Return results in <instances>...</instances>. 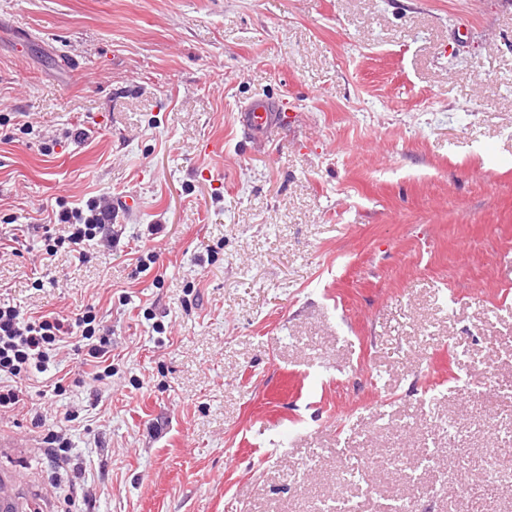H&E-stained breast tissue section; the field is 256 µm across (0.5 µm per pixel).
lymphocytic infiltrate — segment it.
I'll return each mask as SVG.
<instances>
[{"label": "lymphocytic infiltrate", "mask_w": 512, "mask_h": 512, "mask_svg": "<svg viewBox=\"0 0 512 512\" xmlns=\"http://www.w3.org/2000/svg\"><path fill=\"white\" fill-rule=\"evenodd\" d=\"M55 221L67 225V243L79 260H86V242L106 234L112 224V209L100 206L97 201H87L85 206H74L59 211ZM102 326L93 309H86L75 322H68L57 312L39 317L26 318L14 306L0 303V414L18 408L22 402L20 385L29 380L31 374L43 371L53 352L68 347L83 355L85 362L95 364L93 380L102 381L112 375L110 363L111 345L101 338ZM47 462L66 471L68 501L82 500L91 506L90 497L80 496L82 463L72 454L67 439L49 436Z\"/></svg>", "instance_id": "1"}]
</instances>
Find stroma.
I'll return each instance as SVG.
<instances>
[{
  "instance_id": "1",
  "label": "stroma",
  "mask_w": 512,
  "mask_h": 512,
  "mask_svg": "<svg viewBox=\"0 0 512 512\" xmlns=\"http://www.w3.org/2000/svg\"><path fill=\"white\" fill-rule=\"evenodd\" d=\"M91 196L118 233L46 255ZM3 301L111 333V378L63 349L22 385L95 512H512V0H0ZM1 431L29 512H71L47 427ZM239 122L246 134L257 136L278 124V112L266 100L255 101L240 113ZM48 436L47 444L50 448H47V462L59 471L64 470L66 472L68 489L65 499L75 505L79 491L82 493L83 490L80 484L81 479L83 478L82 475L85 474L83 463L78 462L73 456L72 448L70 447L67 439H59L52 433V431H50Z\"/></svg>"
}]
</instances>
